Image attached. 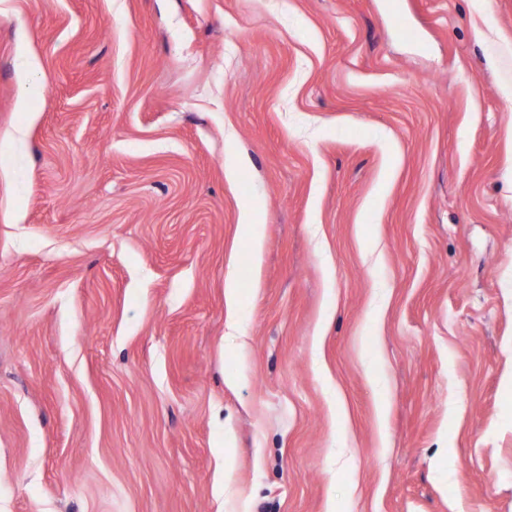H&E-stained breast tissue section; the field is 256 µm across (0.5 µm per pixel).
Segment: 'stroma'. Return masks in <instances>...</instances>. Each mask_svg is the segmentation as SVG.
Returning a JSON list of instances; mask_svg holds the SVG:
<instances>
[{
  "mask_svg": "<svg viewBox=\"0 0 512 512\" xmlns=\"http://www.w3.org/2000/svg\"><path fill=\"white\" fill-rule=\"evenodd\" d=\"M508 86L512 0H0V512H512Z\"/></svg>",
  "mask_w": 512,
  "mask_h": 512,
  "instance_id": "stroma-1",
  "label": "stroma"
}]
</instances>
